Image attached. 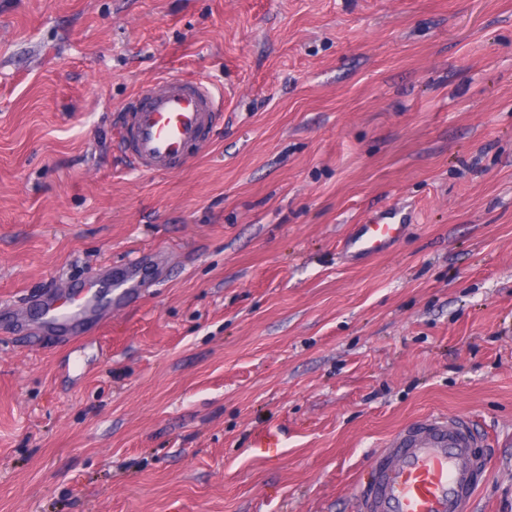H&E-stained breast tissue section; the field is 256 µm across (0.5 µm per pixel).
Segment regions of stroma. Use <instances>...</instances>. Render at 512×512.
Masks as SVG:
<instances>
[{
  "label": "stroma",
  "instance_id": "obj_1",
  "mask_svg": "<svg viewBox=\"0 0 512 512\" xmlns=\"http://www.w3.org/2000/svg\"><path fill=\"white\" fill-rule=\"evenodd\" d=\"M169 72L224 119L130 171L120 110ZM128 264L82 341L0 312V512H358L429 414L484 438L469 512H512V0H0V305ZM386 218H372L367 224H360L356 234L346 239L343 249L348 252L355 250L363 255H373L385 250L396 242L402 232V224L383 222Z\"/></svg>",
  "mask_w": 512,
  "mask_h": 512
}]
</instances>
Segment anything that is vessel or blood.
Returning a JSON list of instances; mask_svg holds the SVG:
<instances>
[{
	"label": "vessel or blood",
	"instance_id": "1",
	"mask_svg": "<svg viewBox=\"0 0 512 512\" xmlns=\"http://www.w3.org/2000/svg\"><path fill=\"white\" fill-rule=\"evenodd\" d=\"M223 102V89L205 78L168 74L137 91L123 108L120 134L132 168L152 175L181 170L208 145ZM401 232V225L373 218L343 248L373 255ZM116 288L128 296L140 284L132 273L90 278L43 301L40 320L52 330H75L89 312L111 304ZM482 445L462 415L426 416L405 425L372 457L359 512H469L488 473Z\"/></svg>",
	"mask_w": 512,
	"mask_h": 512
}]
</instances>
